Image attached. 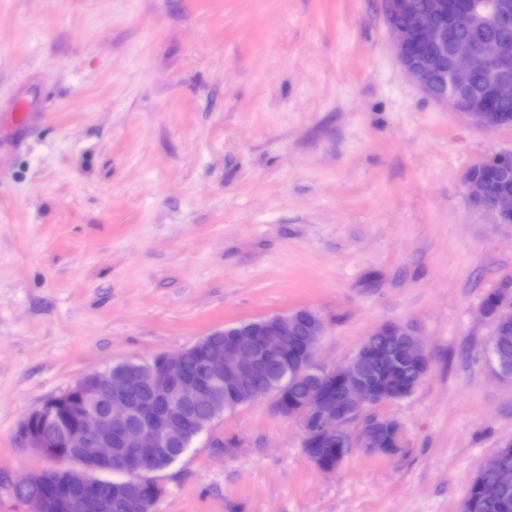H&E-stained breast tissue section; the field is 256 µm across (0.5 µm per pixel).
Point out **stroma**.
<instances>
[{"label": "stroma", "instance_id": "obj_1", "mask_svg": "<svg viewBox=\"0 0 512 512\" xmlns=\"http://www.w3.org/2000/svg\"><path fill=\"white\" fill-rule=\"evenodd\" d=\"M510 150L418 90L380 0H0V512L51 464L19 435L47 399L299 308L325 366L387 321L420 336L430 370L384 408L402 452L322 473L266 396L159 474L155 512H461L512 442L479 317L512 226L464 176ZM469 203L482 210L492 224H509L512 218V197L502 196L495 203L485 201V187L479 179L467 176L464 181Z\"/></svg>", "mask_w": 512, "mask_h": 512}]
</instances>
